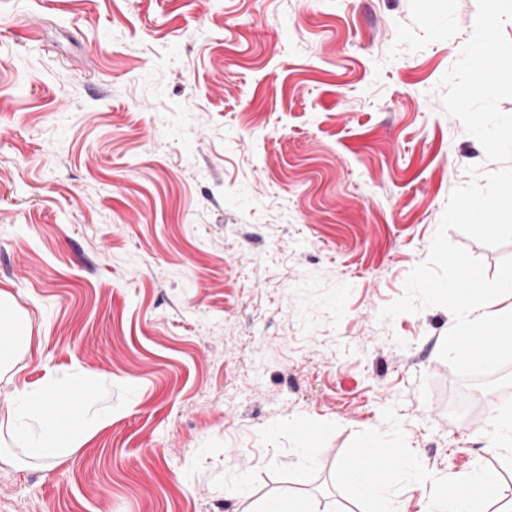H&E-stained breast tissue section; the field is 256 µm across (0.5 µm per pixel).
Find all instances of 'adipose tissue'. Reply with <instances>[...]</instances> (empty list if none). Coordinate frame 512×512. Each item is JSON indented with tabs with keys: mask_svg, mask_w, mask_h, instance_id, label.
<instances>
[{
	"mask_svg": "<svg viewBox=\"0 0 512 512\" xmlns=\"http://www.w3.org/2000/svg\"><path fill=\"white\" fill-rule=\"evenodd\" d=\"M443 296L457 313L458 327L449 333L444 347L462 367L478 370L498 356L512 352V267L500 272L495 280L474 278L468 287L453 282L442 290ZM495 332L505 335L498 346L481 352L468 351L475 337ZM25 325L11 304L8 293L0 291V374H7L13 354L28 345ZM97 377L84 373L68 383L48 377L39 385L23 386L14 397V408L5 427L26 445L29 458L55 464L68 456L101 426L102 421L90 415L85 400ZM411 471L416 490L429 504L428 512H512V500H492L496 476L477 469L453 479L441 480L417 469L408 449L385 448L374 437H367L351 455L338 462L337 471L353 494L375 502V512H400L396 498L386 489L389 475Z\"/></svg>",
	"mask_w": 512,
	"mask_h": 512,
	"instance_id": "adipose-tissue-1",
	"label": "adipose tissue"
}]
</instances>
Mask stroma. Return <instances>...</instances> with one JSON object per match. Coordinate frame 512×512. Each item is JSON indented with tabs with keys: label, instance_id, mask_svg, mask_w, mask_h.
Instances as JSON below:
<instances>
[{
	"label": "stroma",
	"instance_id": "stroma-1",
	"mask_svg": "<svg viewBox=\"0 0 512 512\" xmlns=\"http://www.w3.org/2000/svg\"><path fill=\"white\" fill-rule=\"evenodd\" d=\"M477 0H0V290L14 388L96 374L103 427L0 462V512H371L336 475L368 435L452 477L512 459L511 391L439 357L440 306L389 322L451 192L497 170L439 83ZM319 424L310 452L290 424ZM0 374L1 381L10 370L15 350L29 344L30 336L11 304L8 293L0 291ZM484 435L492 447L501 454L512 455V404H506L491 412ZM314 503L304 497L272 496L263 501L258 512H317Z\"/></svg>",
	"mask_w": 512,
	"mask_h": 512
}]
</instances>
